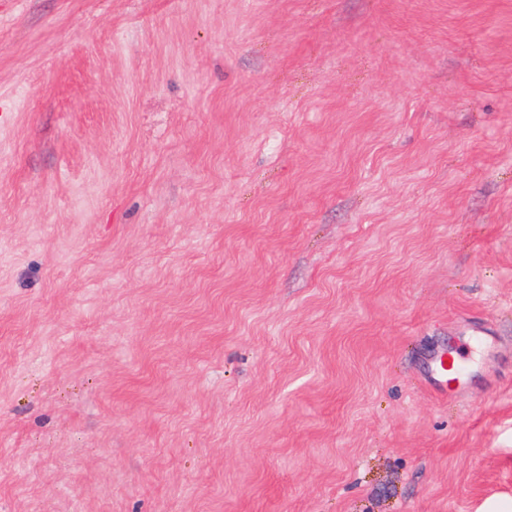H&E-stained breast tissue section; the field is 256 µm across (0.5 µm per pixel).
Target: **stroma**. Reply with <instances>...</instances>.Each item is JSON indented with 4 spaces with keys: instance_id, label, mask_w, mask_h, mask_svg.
I'll list each match as a JSON object with an SVG mask.
<instances>
[{
    "instance_id": "stroma-1",
    "label": "stroma",
    "mask_w": 512,
    "mask_h": 512,
    "mask_svg": "<svg viewBox=\"0 0 512 512\" xmlns=\"http://www.w3.org/2000/svg\"><path fill=\"white\" fill-rule=\"evenodd\" d=\"M0 512H512V0H0Z\"/></svg>"
}]
</instances>
